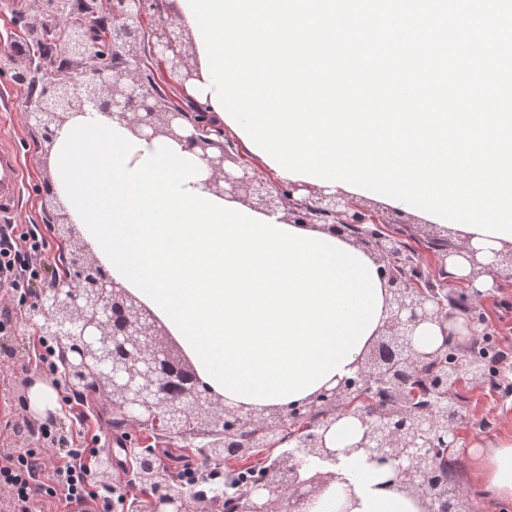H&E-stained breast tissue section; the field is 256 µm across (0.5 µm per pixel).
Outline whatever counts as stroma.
Wrapping results in <instances>:
<instances>
[{
	"label": "stroma",
	"mask_w": 512,
	"mask_h": 512,
	"mask_svg": "<svg viewBox=\"0 0 512 512\" xmlns=\"http://www.w3.org/2000/svg\"><path fill=\"white\" fill-rule=\"evenodd\" d=\"M0 92L10 100L9 108L0 110V134L15 145L25 173V186L10 221L36 225L44 236L49 237L50 243L42 261L46 268L52 269L59 265L60 248L51 238L49 223L52 218L62 216L65 208L48 192L52 173L44 161L46 144L39 131L28 127L23 116L31 89L15 82L11 68L0 67ZM4 295L7 306L16 309L18 315L8 322L5 333H0V457L17 455L25 448L44 447L51 438L65 439L67 447H76L78 423L75 409L62 403L55 414L39 416L20 401L18 389L25 379L50 383L55 376L52 361L44 359L38 344L43 330L26 320L27 304L22 300V290L8 289ZM484 308L488 326L495 332L497 348L505 351L507 359L512 361V281L503 283L497 294L488 296ZM459 392L463 445L454 452L459 461L454 477L465 484L471 479L467 446L489 442L495 434L512 435V394L469 384L460 386ZM84 410L101 418V432L91 446L92 451L105 450L111 454L116 491L126 500H133L135 492L127 487V479L134 472L130 449L154 448L163 452L171 448V441L153 437L150 431L142 428L115 427L116 413L95 394H88ZM486 415L497 422L495 434H487L471 424L472 418Z\"/></svg>",
	"instance_id": "35a3bbf8"
}]
</instances>
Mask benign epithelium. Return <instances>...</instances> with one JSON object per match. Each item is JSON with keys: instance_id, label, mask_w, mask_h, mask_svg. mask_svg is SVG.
Instances as JSON below:
<instances>
[{"instance_id": "1", "label": "benign epithelium", "mask_w": 512, "mask_h": 512, "mask_svg": "<svg viewBox=\"0 0 512 512\" xmlns=\"http://www.w3.org/2000/svg\"><path fill=\"white\" fill-rule=\"evenodd\" d=\"M45 19L26 26L25 39L0 41V63L13 68L22 84L42 86L36 103L24 116L53 143L56 130L70 117L93 106L118 120L136 136L169 139L184 149L198 151L206 160L203 189L267 215L282 214L287 224L309 222L312 204L353 231L382 265L389 293L390 317L380 336L361 359L353 376L323 390L302 406L285 411L266 408L241 414L224 407L223 398L199 385L197 370L173 340L166 325L128 289L101 272L99 261L78 225L63 220L53 224L63 248L64 274L39 285L27 319L64 344L60 381L76 393L93 391L105 396L124 422L162 430L175 440L204 428L199 454L223 461L224 435L243 437L239 453L255 457L260 448L279 445L274 435L285 422L296 426L288 451L271 459L239 499L240 512H304L305 504L335 477L329 467L338 462L326 447L325 433L339 414H348L363 427L361 439L345 454L360 453L379 467L389 466L394 478L415 495L422 512H474L473 497L438 466L442 453L457 447L461 412L455 391L463 380L483 386L484 360L472 354V344L488 333L480 300L435 284L425 277L423 261L400 249L393 220L374 211L366 200L340 192L311 191L297 196L300 185L283 187L261 175L242 151L219 144L211 132L194 123L184 110L158 97L160 80L175 77L180 84L195 78L188 55L171 38L176 22L164 0H111L112 56L98 52L89 39L95 3L77 11L70 0H40ZM63 31L66 63L42 66L27 45ZM21 58L27 59L18 67ZM471 275H493L499 284L512 280V254L492 268L471 259ZM95 273L88 280L85 275ZM440 326L442 344L425 353L413 342L423 322ZM424 389L417 382L424 373ZM382 396L387 409L374 402ZM140 491L132 502L135 512H195L204 505L220 506L236 474L225 473L224 483L204 497L195 488L164 474L161 460L144 452ZM95 476L104 489L112 487V458L95 461Z\"/></svg>"}]
</instances>
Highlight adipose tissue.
<instances>
[{"instance_id": "adipose-tissue-1", "label": "adipose tissue", "mask_w": 512, "mask_h": 512, "mask_svg": "<svg viewBox=\"0 0 512 512\" xmlns=\"http://www.w3.org/2000/svg\"><path fill=\"white\" fill-rule=\"evenodd\" d=\"M52 189L114 281L182 337L241 412L302 404L356 370L390 316L374 258L323 224L203 192L206 164L89 109L56 132ZM471 488L512 503V435L470 452ZM387 469L345 463L306 512H421Z\"/></svg>"}]
</instances>
